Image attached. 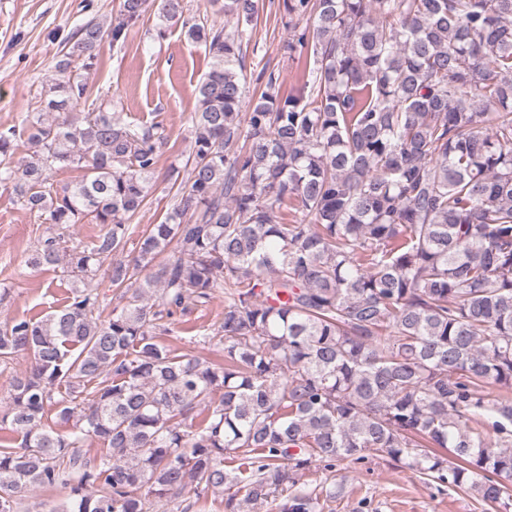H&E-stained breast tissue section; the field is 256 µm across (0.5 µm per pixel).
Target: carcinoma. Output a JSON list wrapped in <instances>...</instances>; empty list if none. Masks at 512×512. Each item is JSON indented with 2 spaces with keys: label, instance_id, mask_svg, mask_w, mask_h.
Wrapping results in <instances>:
<instances>
[{
  "label": "carcinoma",
  "instance_id": "1",
  "mask_svg": "<svg viewBox=\"0 0 512 512\" xmlns=\"http://www.w3.org/2000/svg\"><path fill=\"white\" fill-rule=\"evenodd\" d=\"M153 5L211 62L187 176L139 230L166 137L90 98L84 73ZM281 6L286 51L313 58L298 91L263 68L247 96L263 0H224L222 24L185 0H120L110 28L71 32L35 111L0 128V186L51 225L30 264L80 283L62 309L0 323V363L29 361L0 409L20 438L0 443V512L58 487L49 512H188L189 491L224 494V512H316L303 473L368 452L512 512V400L488 392L512 391V0ZM61 169L84 174L57 189ZM290 201L301 218L274 221ZM85 218L104 231L68 247ZM133 237L108 313L92 281ZM219 295L224 320L202 336L222 355L161 341Z\"/></svg>",
  "mask_w": 512,
  "mask_h": 512
}]
</instances>
